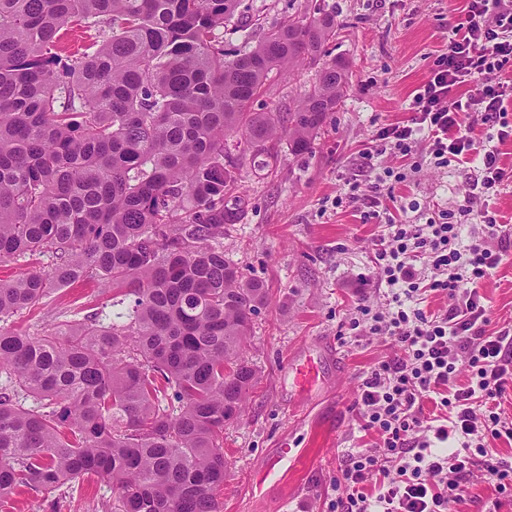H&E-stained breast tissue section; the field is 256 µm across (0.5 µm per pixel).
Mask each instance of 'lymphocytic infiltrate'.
<instances>
[{"mask_svg":"<svg viewBox=\"0 0 512 512\" xmlns=\"http://www.w3.org/2000/svg\"><path fill=\"white\" fill-rule=\"evenodd\" d=\"M512 0H466L446 52L438 55L429 77L416 89L406 120L377 130L363 152L357 174L343 193L361 202L373 218L378 200L370 176L379 156L405 154L426 141L438 162L476 164L479 176L462 215L478 214L481 235H465L464 224L428 221L396 224L374 248V291L387 296V309L373 312L365 301L357 311L372 334L397 347V355L372 368L359 386V425L375 433L377 447L348 455L336 472L330 512H450L464 501L472 477L498 491H512V461L499 456L494 441L512 440V323L492 327V310L480 283L500 264V242L512 236L491 202L512 184L497 149L480 144L464 112L480 110L496 139L512 140ZM479 83V97L463 87ZM428 257L437 272L427 278L418 261ZM445 296L446 309L422 308L421 296ZM467 365L459 376L457 362ZM432 402L436 415L424 414Z\"/></svg>","mask_w":512,"mask_h":512,"instance_id":"f902f5d3","label":"lymphocytic infiltrate"}]
</instances>
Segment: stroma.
<instances>
[{
    "label": "stroma",
    "instance_id": "35a3bbf8",
    "mask_svg": "<svg viewBox=\"0 0 512 512\" xmlns=\"http://www.w3.org/2000/svg\"><path fill=\"white\" fill-rule=\"evenodd\" d=\"M336 11L339 36L324 62H345L349 84L343 103L320 130L313 150L297 158L280 150L273 171L245 164L237 195L240 223L224 227V254L244 272L262 278L268 302L252 318L246 355L260 372L240 418L224 427L221 512H328L336 496V469L344 455L374 447L356 416L358 386L395 347L350 323L363 277L389 223L423 224L456 212L478 173L471 165H438L427 144L409 161L384 155L382 166L399 173L380 187L379 217L364 220L360 205L337 206L359 154L382 126L407 118L413 94L428 77L452 35L462 0H325ZM318 66L274 75L254 100L255 112L288 114L314 89ZM483 290L495 324L512 321V243ZM112 302V291L84 281L62 289L9 327L35 332L56 318L80 320ZM321 364L316 384L300 393L290 365ZM301 449L287 475L270 476L253 489L255 473L272 466L280 448ZM106 483L62 490L53 504L17 495L11 512H102Z\"/></svg>",
    "mask_w": 512,
    "mask_h": 512
}]
</instances>
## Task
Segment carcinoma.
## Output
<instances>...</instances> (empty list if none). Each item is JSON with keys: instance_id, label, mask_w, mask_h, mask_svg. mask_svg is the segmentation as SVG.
<instances>
[{"instance_id": "obj_1", "label": "carcinoma", "mask_w": 512, "mask_h": 512, "mask_svg": "<svg viewBox=\"0 0 512 512\" xmlns=\"http://www.w3.org/2000/svg\"><path fill=\"white\" fill-rule=\"evenodd\" d=\"M243 0H0V502L95 477L104 512H220L224 424L258 372L244 355L265 282L214 240L243 213L239 158L300 157L348 85L341 61L288 118L249 108L273 72L317 64L336 12L292 15L256 42ZM95 30L63 55L70 28ZM244 33L228 58L224 38ZM92 279L116 311L30 334L5 326ZM178 409L160 407L167 396Z\"/></svg>"}]
</instances>
